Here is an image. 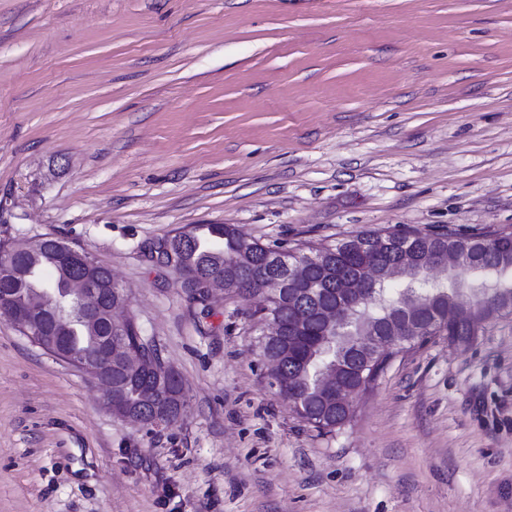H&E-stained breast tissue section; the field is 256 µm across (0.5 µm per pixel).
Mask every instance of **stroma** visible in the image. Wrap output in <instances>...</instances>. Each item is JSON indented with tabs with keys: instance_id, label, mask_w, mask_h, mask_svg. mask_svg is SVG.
I'll return each instance as SVG.
<instances>
[{
	"instance_id": "35a3bbf8",
	"label": "stroma",
	"mask_w": 512,
	"mask_h": 512,
	"mask_svg": "<svg viewBox=\"0 0 512 512\" xmlns=\"http://www.w3.org/2000/svg\"><path fill=\"white\" fill-rule=\"evenodd\" d=\"M190 224L512 232V0H0V240L90 252L187 389L141 429L0 316V512H512V315L396 356L320 436L257 300L150 260Z\"/></svg>"
}]
</instances>
